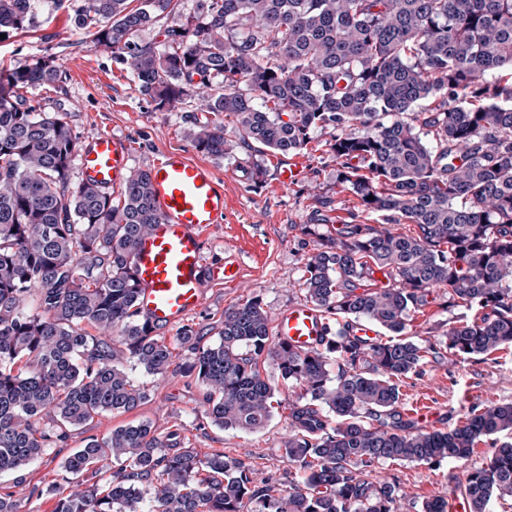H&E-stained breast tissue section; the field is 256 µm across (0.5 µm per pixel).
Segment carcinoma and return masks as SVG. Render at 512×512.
I'll list each match as a JSON object with an SVG mask.
<instances>
[{
  "label": "carcinoma",
  "mask_w": 512,
  "mask_h": 512,
  "mask_svg": "<svg viewBox=\"0 0 512 512\" xmlns=\"http://www.w3.org/2000/svg\"><path fill=\"white\" fill-rule=\"evenodd\" d=\"M41 2L58 0H0V35L31 28ZM88 4L78 27L156 110L231 120L230 134L188 130L200 152L288 155L329 128L336 183L363 211L415 232L343 224L323 234L321 213L305 225L306 302L338 317L319 348L281 342L257 296L224 311L218 342L191 328L178 337L194 355L183 373L205 388V415L221 429L257 432L272 419L262 358L299 389L284 452L302 484L259 483L242 459L183 447L177 429L128 423L59 464L54 512H397L396 481L376 467L467 461L488 439L491 456L466 473L470 510L512 500V441L498 442L512 434V404L473 407L449 430L420 429L397 410L400 382L428 353L404 332L436 291L475 310L443 332L450 352L512 345V0H197L157 43L142 34L176 0ZM64 80L47 57L0 67V474L144 403L127 362L155 376L174 364L138 315L130 273L155 222L149 171L116 193L72 180L68 113L27 97ZM377 272L386 286L369 285ZM362 321L390 337L354 335ZM89 471L107 478L88 486L79 477ZM26 506L0 493V512Z\"/></svg>",
  "instance_id": "cac0c4a2"
}]
</instances>
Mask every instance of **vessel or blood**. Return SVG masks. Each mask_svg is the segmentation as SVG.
Returning <instances> with one entry per match:
<instances>
[{
	"mask_svg": "<svg viewBox=\"0 0 512 512\" xmlns=\"http://www.w3.org/2000/svg\"><path fill=\"white\" fill-rule=\"evenodd\" d=\"M77 158L84 181L109 190L127 179L132 150L125 136L100 131L84 140ZM149 175L157 222L139 240L131 273L140 286V315L169 331L204 308L210 283H239L242 266L229 245L222 263L207 260L205 233L224 221V184L209 165L167 152L151 164ZM275 334L291 348L308 350L326 336L327 323L313 306L292 305L278 314Z\"/></svg>",
	"mask_w": 512,
	"mask_h": 512,
	"instance_id": "vessel-or-blood-1",
	"label": "vessel or blood"
}]
</instances>
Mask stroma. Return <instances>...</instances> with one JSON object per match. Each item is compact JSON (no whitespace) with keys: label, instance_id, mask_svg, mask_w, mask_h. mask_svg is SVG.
Masks as SVG:
<instances>
[{"label":"stroma","instance_id":"35a3bbf8","mask_svg":"<svg viewBox=\"0 0 512 512\" xmlns=\"http://www.w3.org/2000/svg\"><path fill=\"white\" fill-rule=\"evenodd\" d=\"M88 0H65L60 9L38 10L36 28L0 40V67L37 56L52 58L66 72L65 93L40 88L29 91L42 111L65 108L77 139L112 130L125 134L133 153V169H146L167 150L183 151L195 161L209 162L224 182V221L206 235V253L218 259L225 245L237 249L244 262L241 284L209 288L203 310L188 321L206 342H217L225 309L247 297L260 296L269 319L293 303L305 300V263L312 240L303 226L313 213L325 209L332 226L349 219L380 226V216L362 212L353 194L336 182V161L329 149L332 132L316 129L298 159L301 178L291 187L276 182L280 156L260 155L241 147L234 157L209 159L188 138L189 128L206 124L205 112L155 111L142 96L132 74L117 64L110 52L86 42L75 22ZM465 306H448L437 298L415 314L409 336L431 351L420 375L400 384L403 415H423L424 427L452 429L475 404L512 403V346L487 355L463 357L448 351L441 335L448 326L471 319ZM276 389V405L268 426L248 433L224 430L205 417L204 388L181 373L153 376L141 368H130L135 381L149 390L148 400L133 412L106 414L92 428L73 430L66 446L50 451L48 462L35 464L25 474L24 490L30 491L28 512H53L55 499L47 491L59 462L82 447L89 436L104 437L112 428L130 422L151 423L156 432L179 430L185 447L206 454L221 452L251 464L258 479L285 483L299 481L301 473L282 450L288 437L289 405L295 395L283 383L272 360L261 367ZM377 476L396 479L398 512H421L432 497H447L458 491L466 474L465 463L446 461L436 467L406 462H388Z\"/></svg>","mask_w":512,"mask_h":512}]
</instances>
